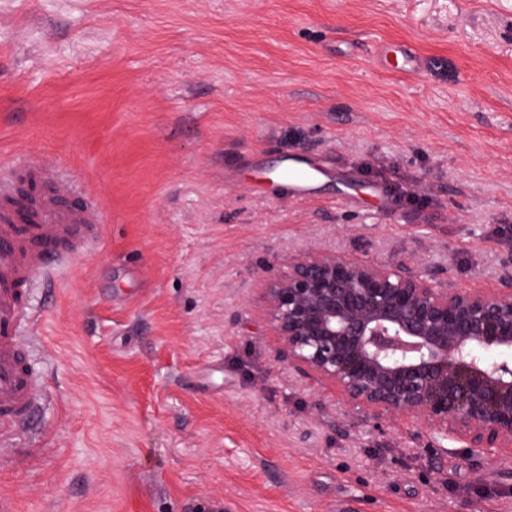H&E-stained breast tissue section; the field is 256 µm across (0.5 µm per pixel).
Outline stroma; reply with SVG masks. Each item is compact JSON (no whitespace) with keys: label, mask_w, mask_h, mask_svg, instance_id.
<instances>
[{"label":"stroma","mask_w":512,"mask_h":512,"mask_svg":"<svg viewBox=\"0 0 512 512\" xmlns=\"http://www.w3.org/2000/svg\"><path fill=\"white\" fill-rule=\"evenodd\" d=\"M37 156L103 224L31 293L44 404L0 442L6 512H512L511 449L374 429L258 301L313 245L500 290L512 0H0V174ZM391 57L397 72L414 75L418 71V59L410 47L397 43L383 45L379 51V59L388 62ZM279 173L280 184L286 185L292 195L309 196L316 183L318 182L322 171L319 165L312 161L290 160Z\"/></svg>","instance_id":"1"}]
</instances>
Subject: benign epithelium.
<instances>
[{
	"label": "benign epithelium",
	"instance_id": "benign-epithelium-1",
	"mask_svg": "<svg viewBox=\"0 0 512 512\" xmlns=\"http://www.w3.org/2000/svg\"><path fill=\"white\" fill-rule=\"evenodd\" d=\"M457 288L321 247L288 259L262 305L288 364L383 427L413 418L470 448L512 447V280Z\"/></svg>",
	"mask_w": 512,
	"mask_h": 512
}]
</instances>
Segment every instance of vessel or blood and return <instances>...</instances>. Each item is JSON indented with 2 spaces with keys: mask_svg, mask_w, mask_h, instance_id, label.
Wrapping results in <instances>:
<instances>
[{
  "mask_svg": "<svg viewBox=\"0 0 512 512\" xmlns=\"http://www.w3.org/2000/svg\"><path fill=\"white\" fill-rule=\"evenodd\" d=\"M380 60L393 61L397 72L415 74L418 59L408 46L388 43ZM30 170L53 186L52 193L37 202L27 224H17L7 206L13 195V178H0V438L11 433L40 403L38 382L31 369L30 352L21 329L33 320L27 296L37 279L47 277L69 253L82 252L87 234L96 230L101 212L93 201L79 209L61 208L59 196L73 192V185L57 170L40 160ZM322 171L312 161L294 160L279 173L291 194L311 195Z\"/></svg>",
  "mask_w": 512,
  "mask_h": 512,
  "instance_id": "b4317fda",
  "label": "vessel or blood"
}]
</instances>
